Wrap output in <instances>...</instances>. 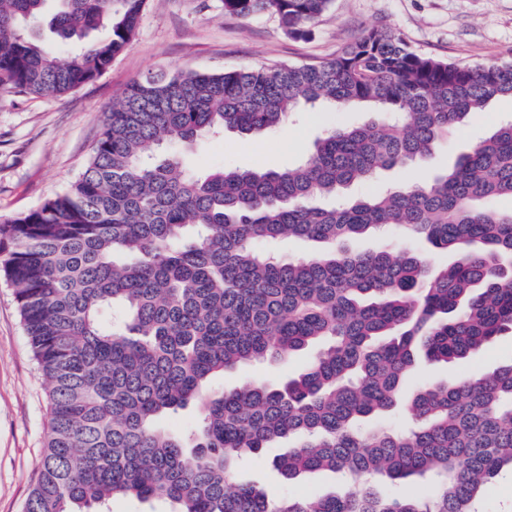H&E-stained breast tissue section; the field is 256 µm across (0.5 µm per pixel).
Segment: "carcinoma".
Segmentation results:
<instances>
[{
  "mask_svg": "<svg viewBox=\"0 0 512 512\" xmlns=\"http://www.w3.org/2000/svg\"><path fill=\"white\" fill-rule=\"evenodd\" d=\"M331 3L224 0V12L272 13L305 38ZM144 6L0 0V94L94 80L129 47ZM501 97L512 98V61H445L378 28L317 63L133 82L68 188L0 222V275L48 384L49 435L24 512H103L119 497L169 512H475L512 473V361L463 380L420 372L512 332V212L492 207L512 197V120L429 181L348 190L420 166L449 127ZM355 104L379 117L335 127L294 167L182 165L179 150L207 134ZM389 226L428 251L351 248ZM292 237L327 250L284 262L255 248ZM304 350L296 377L210 393L217 375ZM190 405V429L158 426ZM284 439L293 445L272 458L283 479L331 470L353 484L273 498L235 483L244 456ZM427 474L405 494L383 487Z\"/></svg>",
  "mask_w": 512,
  "mask_h": 512,
  "instance_id": "1",
  "label": "carcinoma"
}]
</instances>
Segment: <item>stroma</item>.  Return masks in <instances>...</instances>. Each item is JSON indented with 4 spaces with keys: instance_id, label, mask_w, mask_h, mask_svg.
Listing matches in <instances>:
<instances>
[{
    "instance_id": "stroma-1",
    "label": "stroma",
    "mask_w": 512,
    "mask_h": 512,
    "mask_svg": "<svg viewBox=\"0 0 512 512\" xmlns=\"http://www.w3.org/2000/svg\"><path fill=\"white\" fill-rule=\"evenodd\" d=\"M378 27L401 35L421 53L470 64H494L512 50V0H333L305 38L289 36L277 16L225 14L222 0H147L130 46L95 81L56 97H0V219L38 207L66 189L83 168L104 112L134 81L163 70L219 73L260 65L313 63L332 58L363 31ZM512 117V98L452 126L428 165L385 172L384 189L409 178L426 180ZM358 107H318L292 114L281 128L245 136L201 138L184 153L187 168H286L300 163L315 141L339 124H358ZM300 353L273 363L244 364L215 377L211 390L242 381L279 383L301 373ZM512 361V335L496 338L473 360L429 371L430 379L466 378ZM49 431L45 380L33 359L9 282L0 277V512H23L38 474ZM271 454L246 457L236 479L269 495L305 498L338 487L340 475L320 471L283 483Z\"/></svg>"
}]
</instances>
